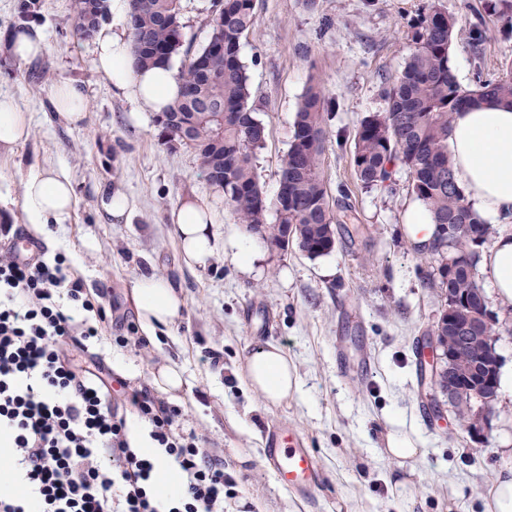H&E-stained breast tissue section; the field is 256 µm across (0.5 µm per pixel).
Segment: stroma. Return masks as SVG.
Here are the masks:
<instances>
[{
    "label": "stroma",
    "mask_w": 512,
    "mask_h": 512,
    "mask_svg": "<svg viewBox=\"0 0 512 512\" xmlns=\"http://www.w3.org/2000/svg\"><path fill=\"white\" fill-rule=\"evenodd\" d=\"M489 0H255L257 24L240 45L255 118L266 141L254 170L267 198L279 189L280 160L294 134L295 113L317 75L331 103L322 173L330 194L345 192L363 232L355 244L337 241L311 259L296 247L280 250L248 233L205 177L186 147L170 146L147 107L113 90L94 65L93 41L72 35V0H34L33 17L48 49L17 61L6 35L22 23L20 0H0V94L12 96L31 119L26 144L0 150V224L25 225L22 180L53 167L71 180L76 205L68 223L36 242L45 258L65 256L86 292L112 309V326L89 345L85 362L103 359L115 376L152 384L164 359L184 369L176 405L202 433L207 447L224 451L233 482L224 512H484V485L494 477L502 432H512V397L498 393L487 436L475 438L455 418L453 402L438 395L441 416H425L415 370L416 340L443 300L426 285L420 254L404 231L414 199L409 175L396 168V194L363 187L353 171L358 121L385 110L382 94L409 54V24L437 6L456 20L450 66L463 88L473 85L470 48L474 24H483L484 69L499 74L512 61V24L488 14ZM185 43L192 50L211 35L213 0H182ZM67 81L87 99L77 125L51 103L55 84ZM130 203L126 219L104 208L108 190ZM206 206L216 223L215 252L206 263L181 256L173 210L186 200ZM253 245L241 264L240 244ZM152 273L180 285L179 322L156 331L142 349L114 337L136 313L126 288ZM272 343L296 364L300 389L270 405L239 369L258 346ZM296 430L319 470L311 490L285 488L265 450L278 429ZM403 431L419 441L420 456L384 453V436Z\"/></svg>",
    "instance_id": "obj_1"
}]
</instances>
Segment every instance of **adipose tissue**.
Here are the masks:
<instances>
[{
    "mask_svg": "<svg viewBox=\"0 0 512 512\" xmlns=\"http://www.w3.org/2000/svg\"><path fill=\"white\" fill-rule=\"evenodd\" d=\"M94 62L116 90L153 112H164L180 94L181 81L171 65H137L128 41L111 27H101L96 36ZM30 134V123L16 101L0 95V148L12 149ZM448 144L455 179L468 205L496 227L479 264L488 276L494 304L512 311V106L487 100L454 113ZM74 202L73 185L56 169L32 171L23 181L20 206L33 233H43L49 223H68ZM172 222L185 260L205 263L215 248L207 208L185 202L173 211ZM128 294L147 335L171 327L181 317L184 300L172 280L142 273L131 280ZM241 373L272 405L299 389L295 364L271 343L254 350ZM501 444L494 479L483 492L485 512H512V438L502 437Z\"/></svg>",
    "mask_w": 512,
    "mask_h": 512,
    "instance_id": "adipose-tissue-1",
    "label": "adipose tissue"
}]
</instances>
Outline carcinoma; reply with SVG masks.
Returning <instances> with one entry per match:
<instances>
[{
  "mask_svg": "<svg viewBox=\"0 0 512 512\" xmlns=\"http://www.w3.org/2000/svg\"><path fill=\"white\" fill-rule=\"evenodd\" d=\"M96 0H73V33L92 20L98 31L105 13L96 12ZM138 12L137 30L129 36L139 63H169L180 51L188 61L181 67L180 97L168 108L171 132L194 150L208 181L224 193L246 231L274 245L293 243L310 258L330 253L342 235L352 236L335 211L339 200L330 196L322 175V155L328 132L329 101L319 79L310 76L294 121V135L281 159L280 188L269 201L254 171L256 150L265 143V127L252 116L248 78L239 56L240 43L257 24L254 0H224L211 22L215 38L224 41V55L205 45L192 53L183 49L181 0H128ZM456 19L433 6L410 24L412 48L399 77L383 89L387 108L363 117L354 132V172L366 188L394 190L393 170L409 174L408 194L424 204L437 226L435 241L421 257L424 279L436 285L445 300L478 307V249L494 229L464 201L456 183L448 134L453 114L489 98L512 104V64L502 73L484 77L476 66L474 87L464 89L449 66ZM224 113V124L212 115ZM274 208L278 221L269 224L266 213ZM456 258L448 269V257ZM466 319L440 316L432 328L449 338L454 351L452 367L459 376L484 375L481 361L496 336L498 320L483 323V339L462 346ZM471 394L457 401L461 426L474 409Z\"/></svg>",
  "mask_w": 512,
  "mask_h": 512,
  "instance_id": "1",
  "label": "carcinoma"
}]
</instances>
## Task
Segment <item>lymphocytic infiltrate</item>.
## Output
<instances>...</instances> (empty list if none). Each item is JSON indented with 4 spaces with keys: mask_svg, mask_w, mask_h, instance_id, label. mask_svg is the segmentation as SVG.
Here are the masks:
<instances>
[{
    "mask_svg": "<svg viewBox=\"0 0 512 512\" xmlns=\"http://www.w3.org/2000/svg\"><path fill=\"white\" fill-rule=\"evenodd\" d=\"M106 321L66 257L0 249V459L20 486L0 512H224V458L181 410L144 386L113 397L111 370L83 361ZM131 408L156 456L134 443ZM160 456L182 475L177 495L155 486Z\"/></svg>",
    "mask_w": 512,
    "mask_h": 512,
    "instance_id": "f902f5d3",
    "label": "lymphocytic infiltrate"
}]
</instances>
